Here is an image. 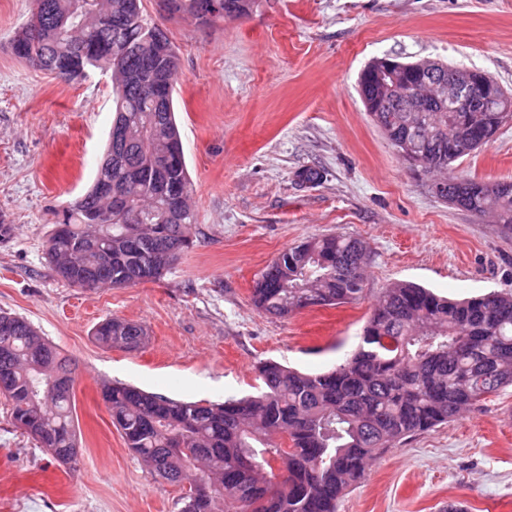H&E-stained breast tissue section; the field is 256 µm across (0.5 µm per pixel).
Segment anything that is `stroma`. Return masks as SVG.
Listing matches in <instances>:
<instances>
[{
  "mask_svg": "<svg viewBox=\"0 0 512 512\" xmlns=\"http://www.w3.org/2000/svg\"><path fill=\"white\" fill-rule=\"evenodd\" d=\"M180 59L174 107L191 178L194 246L155 282L74 288L43 257L55 211L92 183L114 118L100 71L67 82L15 57L34 8L0 0V312L24 317L77 364L81 459L55 462L16 429L0 396V512H177L183 488L154 479L113 427L101 387L120 382L201 402L258 394L255 366L306 372L341 363L388 284L451 298L512 290V236L430 191L359 94L373 60L478 69L512 93V0H255L209 23L144 0ZM312 166L315 184L295 173ZM449 176L512 181V122ZM340 232L368 247L365 294L285 318L253 303L284 248ZM142 324L145 345L105 349L99 322ZM512 512V387L374 460L337 512Z\"/></svg>",
  "mask_w": 512,
  "mask_h": 512,
  "instance_id": "stroma-1",
  "label": "stroma"
}]
</instances>
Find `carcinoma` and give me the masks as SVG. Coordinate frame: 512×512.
I'll use <instances>...</instances> for the list:
<instances>
[{"label":"carcinoma","instance_id":"carcinoma-1","mask_svg":"<svg viewBox=\"0 0 512 512\" xmlns=\"http://www.w3.org/2000/svg\"><path fill=\"white\" fill-rule=\"evenodd\" d=\"M217 17L247 13L252 0H221ZM72 0H35L39 25L25 23L13 36L12 52H48L58 78L74 81L88 71L113 76L114 122L144 128L149 137L130 144L124 162L147 172L132 192L131 205L100 225L98 246L79 248L85 226L112 209L102 178L116 177L107 148L92 187L57 213L44 251L57 277L73 286L126 288L143 282V265L160 255L153 280L162 277L193 245L196 214L170 73L178 54L168 34L148 23L143 0H92L99 20L71 33L62 24ZM131 43L136 53L112 57V43ZM161 89L157 104L132 81L141 67ZM377 74L359 80L366 109ZM428 129L402 123L399 101L371 113L399 150L411 148L428 167H450L493 141L512 120L493 98L474 96L470 111H448L426 102ZM439 199L460 210L493 214L502 233L512 235V182L487 184L448 179ZM157 210L132 241L141 204ZM367 246L359 238L334 233L310 238L280 252L254 288L259 311L286 317L322 306L359 300L357 262ZM9 324L0 333V382L16 428L34 438L56 461L74 470L80 461L74 393L52 384L55 374L75 372L71 360L26 319L0 312ZM95 340L106 346L139 348L144 328L112 317L98 323ZM265 390L222 403L174 400L125 384H106L101 395L127 448L168 482L188 484L179 512H337L345 492L360 482L368 464L416 435L452 421L463 410L512 386V290L490 291L457 301L410 283L383 289L357 348L333 369L301 372L274 360L259 362ZM280 462L281 474L272 463Z\"/></svg>","mask_w":512,"mask_h":512}]
</instances>
